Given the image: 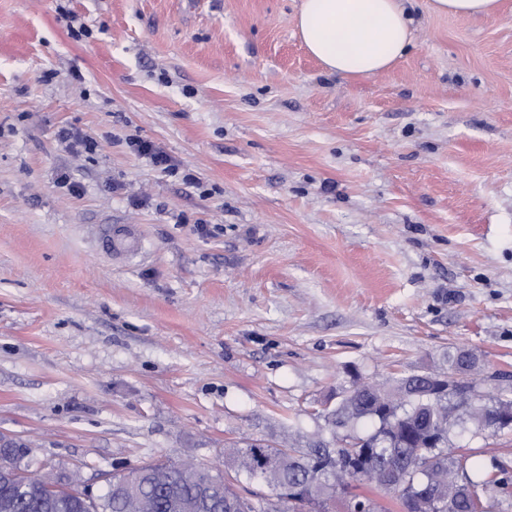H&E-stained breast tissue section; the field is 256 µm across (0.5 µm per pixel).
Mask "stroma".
<instances>
[{
    "label": "stroma",
    "mask_w": 512,
    "mask_h": 512,
    "mask_svg": "<svg viewBox=\"0 0 512 512\" xmlns=\"http://www.w3.org/2000/svg\"><path fill=\"white\" fill-rule=\"evenodd\" d=\"M300 3L0 0V436L29 471L98 496L171 461L245 494L231 447L326 437L352 374L468 349L512 386V0H406L411 46L362 79L306 52ZM104 224L142 252L100 253ZM451 444L512 462L510 428ZM434 12L443 15L490 17L498 13L501 0H430ZM129 147L136 154L149 158L152 164H154L156 167L163 170L171 168L168 157L161 151H158L156 148H154L151 143L132 139L129 141Z\"/></svg>",
    "instance_id": "1"
}]
</instances>
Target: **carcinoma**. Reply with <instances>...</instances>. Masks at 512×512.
Listing matches in <instances>:
<instances>
[{"label":"carcinoma","instance_id":"1","mask_svg":"<svg viewBox=\"0 0 512 512\" xmlns=\"http://www.w3.org/2000/svg\"><path fill=\"white\" fill-rule=\"evenodd\" d=\"M512 410V390L495 394L480 390L476 382L454 388L447 395L422 399L409 394L405 377L386 386L364 380L350 386L336 408L325 415L331 440L317 441L306 448L288 452L268 445L248 442L236 456L253 461L256 477L273 467L288 481L307 484L305 496L290 500L286 512H326L327 501L344 493L351 484L366 479L369 472L389 471L392 485H376L399 492L404 509L410 508L412 496L442 477L448 484V496L431 512H488L491 500L506 494L512 484L508 464L493 460L491 469L470 461L451 446L450 435L468 420L475 430H495L496 416ZM369 420L372 432L361 435L357 425ZM423 427L434 429L441 440L436 448L416 447L415 434ZM356 441H376L370 453L350 454L348 446ZM21 477L15 471L0 473V512H128V501L120 490L108 486L96 502L86 503L74 479L59 490L28 478L23 491L17 486ZM139 491L157 504L155 512H265L264 504L241 506L232 488L207 469L188 471L177 463H155L138 468L127 476Z\"/></svg>","mask_w":512,"mask_h":512}]
</instances>
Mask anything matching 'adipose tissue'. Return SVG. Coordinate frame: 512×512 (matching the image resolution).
I'll list each match as a JSON object with an SVG mask.
<instances>
[{"mask_svg": "<svg viewBox=\"0 0 512 512\" xmlns=\"http://www.w3.org/2000/svg\"><path fill=\"white\" fill-rule=\"evenodd\" d=\"M296 28L328 72L352 79L386 70L411 43L403 0H302Z\"/></svg>", "mask_w": 512, "mask_h": 512, "instance_id": "adipose-tissue-1", "label": "adipose tissue"}]
</instances>
